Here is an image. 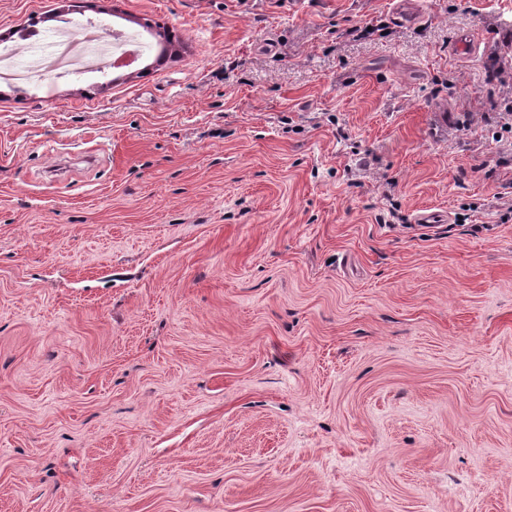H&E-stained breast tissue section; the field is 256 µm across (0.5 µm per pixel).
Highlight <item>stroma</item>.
Returning <instances> with one entry per match:
<instances>
[{
    "mask_svg": "<svg viewBox=\"0 0 512 512\" xmlns=\"http://www.w3.org/2000/svg\"><path fill=\"white\" fill-rule=\"evenodd\" d=\"M62 15L154 49L0 79V512H512V0Z\"/></svg>",
    "mask_w": 512,
    "mask_h": 512,
    "instance_id": "obj_1",
    "label": "stroma"
}]
</instances>
